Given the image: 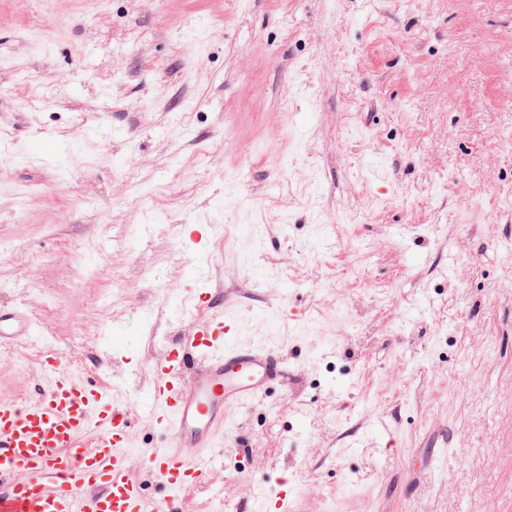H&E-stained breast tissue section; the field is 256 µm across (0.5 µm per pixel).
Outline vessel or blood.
Returning <instances> with one entry per match:
<instances>
[{"instance_id": "b4317fda", "label": "vessel or blood", "mask_w": 512, "mask_h": 512, "mask_svg": "<svg viewBox=\"0 0 512 512\" xmlns=\"http://www.w3.org/2000/svg\"><path fill=\"white\" fill-rule=\"evenodd\" d=\"M209 301L199 292V318L153 366L145 409L170 443L145 467L168 499L147 498L132 476L129 417L111 392L59 374L49 354L42 367L50 383L35 402L0 401V485L9 487L0 512H174L199 483L225 410L255 401L286 375L271 349L241 343L234 321L208 314ZM35 333L20 310L0 309L1 344Z\"/></svg>"}]
</instances>
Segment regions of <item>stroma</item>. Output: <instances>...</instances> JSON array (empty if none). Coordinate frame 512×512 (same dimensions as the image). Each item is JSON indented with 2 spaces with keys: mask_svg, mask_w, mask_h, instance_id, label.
Masks as SVG:
<instances>
[{
  "mask_svg": "<svg viewBox=\"0 0 512 512\" xmlns=\"http://www.w3.org/2000/svg\"><path fill=\"white\" fill-rule=\"evenodd\" d=\"M195 288L292 379L179 512H512V0H0V398L58 353L165 498ZM36 326L17 309H0V343L11 342L21 336H34Z\"/></svg>",
  "mask_w": 512,
  "mask_h": 512,
  "instance_id": "obj_1",
  "label": "stroma"
}]
</instances>
